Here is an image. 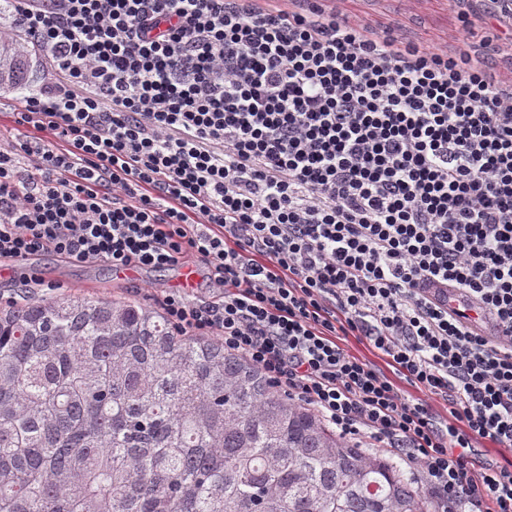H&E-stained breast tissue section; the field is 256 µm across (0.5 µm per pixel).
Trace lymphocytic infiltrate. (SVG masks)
I'll list each match as a JSON object with an SVG mask.
<instances>
[{"label": "lymphocytic infiltrate", "instance_id": "lymphocytic-infiltrate-1", "mask_svg": "<svg viewBox=\"0 0 512 512\" xmlns=\"http://www.w3.org/2000/svg\"><path fill=\"white\" fill-rule=\"evenodd\" d=\"M1 1L0 39L62 78L0 144V267L196 259L224 294L168 293L172 327L399 457L437 512H512V460L472 458L512 447V34L465 21L451 51L312 0ZM450 284L494 337L431 296ZM342 344V347L351 355L362 359L377 368H380L382 371H384L395 383L396 385L402 389L403 391H406L407 393L411 394L412 396L416 398L424 399L425 394L417 391L416 389L409 386L405 380L398 378L396 375H394L391 371V369L385 364L380 354L377 352V350L373 349L371 346H369L365 342H361L354 338L353 336H348L345 340L340 341Z\"/></svg>", "mask_w": 512, "mask_h": 512}]
</instances>
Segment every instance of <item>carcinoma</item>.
I'll return each mask as SVG.
<instances>
[{
	"mask_svg": "<svg viewBox=\"0 0 512 512\" xmlns=\"http://www.w3.org/2000/svg\"><path fill=\"white\" fill-rule=\"evenodd\" d=\"M25 43H0L29 89ZM0 512H436L376 448L136 300L0 309Z\"/></svg>",
	"mask_w": 512,
	"mask_h": 512,
	"instance_id": "carcinoma-1",
	"label": "carcinoma"
}]
</instances>
